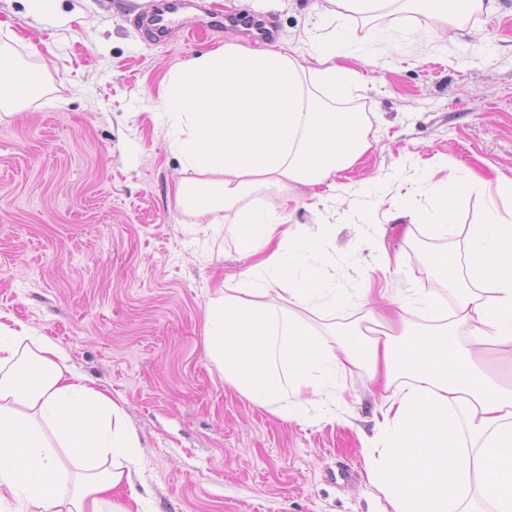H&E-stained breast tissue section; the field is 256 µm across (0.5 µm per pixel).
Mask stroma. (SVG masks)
I'll use <instances>...</instances> for the list:
<instances>
[{"label":"stroma","mask_w":512,"mask_h":512,"mask_svg":"<svg viewBox=\"0 0 512 512\" xmlns=\"http://www.w3.org/2000/svg\"><path fill=\"white\" fill-rule=\"evenodd\" d=\"M205 8L272 14L283 46L312 25L317 0H202ZM152 0H60L62 22L26 0H0V44L41 77L46 93L0 111V312L49 336L70 365L126 410L141 441L151 512H383L363 444L380 390L364 370L347 395L305 421L257 406L225 383L206 353L204 310L214 288L239 287L246 267L223 225L181 209L193 178L170 148L163 84L178 65L232 42L145 40L132 24ZM360 82L351 105L372 122V147L316 198L298 187L288 221L317 239V267L355 297L425 287V256L463 253L464 226L482 223L497 176L512 178V0L442 32L426 14L378 22L345 46ZM484 186L439 223L423 177ZM403 195L422 215L400 266L380 263L381 213L362 203Z\"/></svg>","instance_id":"35a3bbf8"}]
</instances>
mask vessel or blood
I'll return each mask as SVG.
<instances>
[{
	"instance_id": "obj_1",
	"label": "vessel or blood",
	"mask_w": 512,
	"mask_h": 512,
	"mask_svg": "<svg viewBox=\"0 0 512 512\" xmlns=\"http://www.w3.org/2000/svg\"><path fill=\"white\" fill-rule=\"evenodd\" d=\"M197 7L196 0H153L151 10L138 15L135 22L148 39L162 43L187 42L206 29L232 33L262 45L276 37L277 25L273 17L257 19L238 13L220 19L207 16L191 19L190 13Z\"/></svg>"
}]
</instances>
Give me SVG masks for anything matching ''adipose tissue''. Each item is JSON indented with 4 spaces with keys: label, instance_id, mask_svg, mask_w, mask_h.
I'll return each instance as SVG.
<instances>
[{
    "label": "adipose tissue",
    "instance_id": "1",
    "mask_svg": "<svg viewBox=\"0 0 512 512\" xmlns=\"http://www.w3.org/2000/svg\"><path fill=\"white\" fill-rule=\"evenodd\" d=\"M491 0H324L319 18L367 22L422 11L444 26L491 11ZM311 64L293 47L252 51L234 43L185 62L165 88L171 146L199 174L181 182L176 202L222 215L238 251L273 271L288 296L279 308L256 289H216L205 309L209 357L227 383L256 405L287 404L307 415L306 394L332 395L364 368L386 396L366 454L368 478L384 512H512V384L489 372V346L512 344V179L496 180L488 220L469 225L465 258L431 256L429 272L455 297L440 320L435 292L396 297V314L371 306L370 276L357 290L363 310L345 339L319 331L304 312L342 303L323 275L293 268L314 237L279 215L246 206L254 195L292 201L354 167L371 147L364 113L346 108L356 71L336 61L328 37L305 32ZM0 47V106L21 108L45 93ZM140 440L124 408L69 365L60 346L31 325L0 313V499L22 493L30 512H148L132 489Z\"/></svg>",
    "mask_w": 512,
    "mask_h": 512
}]
</instances>
